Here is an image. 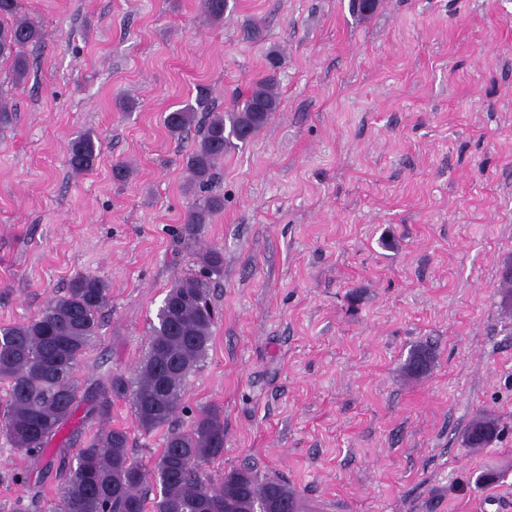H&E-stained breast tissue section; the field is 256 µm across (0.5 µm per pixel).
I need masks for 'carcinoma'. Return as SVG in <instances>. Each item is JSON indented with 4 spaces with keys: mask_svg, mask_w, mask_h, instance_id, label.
Wrapping results in <instances>:
<instances>
[{
    "mask_svg": "<svg viewBox=\"0 0 512 512\" xmlns=\"http://www.w3.org/2000/svg\"><path fill=\"white\" fill-rule=\"evenodd\" d=\"M210 23L224 22L229 0H200ZM40 20L24 0H0V59L11 62L16 83L30 72L25 49L43 42ZM278 52L266 55L267 74L250 94L228 112H216L199 94L164 117L167 130L181 136L201 124L199 137L185 157L186 180L208 188L230 150L252 141L280 108L275 73ZM207 113L204 121L197 113ZM100 150L93 132L80 134L68 147L73 174L93 170ZM224 208V198L209 194L192 202L183 224L191 235ZM200 275L175 280L149 323V342L134 377L114 373L98 380L85 395L82 421L107 415L112 399L131 402L138 428L150 433L173 420L181 409L188 377L204 360L216 323L208 280L224 271V253L206 248L198 253ZM499 292L512 301V262L505 265ZM110 288L94 275L71 279L65 292L51 297L27 321L0 327V382L7 384L0 431L14 448L45 458L48 470L62 480L52 512H302L300 498L277 476L262 475L243 465L224 471L215 481L203 465L224 454V416L207 405L187 430L167 432L163 448L145 465L130 448L127 430L114 427L92 434L73 457L45 454L50 442L76 414L80 389L75 372L91 347L108 304ZM435 361L427 346L413 347L404 364L407 377L425 376ZM498 421L488 412L475 416L462 434L469 448H485L498 435ZM153 496H148V492Z\"/></svg>",
    "mask_w": 512,
    "mask_h": 512,
    "instance_id": "1",
    "label": "carcinoma"
}]
</instances>
